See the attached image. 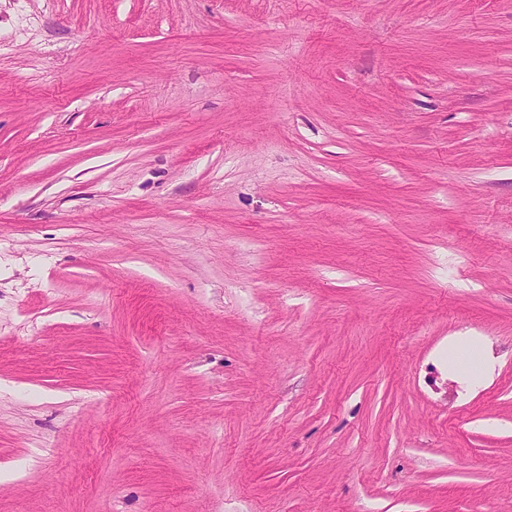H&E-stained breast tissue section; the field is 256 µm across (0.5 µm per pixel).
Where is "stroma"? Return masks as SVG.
<instances>
[{
	"instance_id": "stroma-1",
	"label": "stroma",
	"mask_w": 512,
	"mask_h": 512,
	"mask_svg": "<svg viewBox=\"0 0 512 512\" xmlns=\"http://www.w3.org/2000/svg\"><path fill=\"white\" fill-rule=\"evenodd\" d=\"M0 512H512V0H0ZM448 369L453 370L452 379L462 377L470 381L473 388L482 386L490 370L485 345L467 339L449 345Z\"/></svg>"
}]
</instances>
